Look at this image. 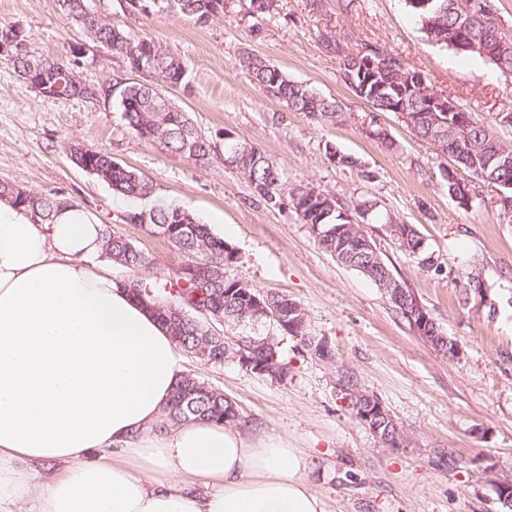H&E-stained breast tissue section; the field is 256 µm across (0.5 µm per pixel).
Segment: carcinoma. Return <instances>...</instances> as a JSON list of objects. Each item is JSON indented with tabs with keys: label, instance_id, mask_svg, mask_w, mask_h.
Segmentation results:
<instances>
[{
	"label": "carcinoma",
	"instance_id": "carcinoma-1",
	"mask_svg": "<svg viewBox=\"0 0 512 512\" xmlns=\"http://www.w3.org/2000/svg\"><path fill=\"white\" fill-rule=\"evenodd\" d=\"M131 15H160L181 17L197 23L224 13L225 0H123ZM469 0H422L417 7L404 0L405 7L421 25V30L432 43L452 50L465 58L478 57L493 64L501 73L512 75V26L500 20V14L475 16L468 10ZM60 9L71 22L81 27L88 39L97 45L112 49L123 56L129 71L143 69L151 77L169 86L184 81L185 68L181 61L165 52L154 42L138 37L124 25L104 17H87L88 0H58ZM25 42L27 34L11 22H0V43ZM330 51L340 56L339 76L354 95L366 101L376 112H406L412 117L411 130L422 140L436 144L437 150L448 156L453 164L477 177L484 169L486 156L494 150L512 154V145L501 141L491 127L474 118L463 107L451 113L448 121L459 128L451 140L435 142L431 134L429 115L435 90L426 75L407 65L399 57L373 47L362 55H344L335 37L327 41ZM389 59L384 70L371 69ZM47 71L55 72L65 82L63 92L67 98H83L91 85L77 78L74 66L80 57L74 56L72 65L43 58ZM245 66L251 80L264 93L284 104L291 112H301L312 119L338 124L346 121L342 103L335 98L320 95L310 86L291 79L280 68L258 56H248ZM123 119L134 134L163 149L204 161L214 153V143L201 134L190 117L177 107H165L167 97L151 81L112 85ZM368 137L387 150H396L394 141L384 133L375 119L366 127ZM224 156L231 166L269 206L283 204L281 174L270 157L258 147L247 154L236 151L240 138L232 131H224ZM70 160L79 169L93 168L95 176L107 183L112 191L126 199L138 201L154 196L153 185L133 169L112 159V156L84 147L70 153ZM487 184L504 193L499 198L500 208L512 209V162L490 170ZM289 203L301 223L315 230L329 231L317 240L321 249L336 260L359 270L365 249V234L359 224L343 216V208L331 210L336 204L333 196L308 187H295L288 191ZM0 199L12 203L18 210L40 224L54 218L56 211L69 205V200L57 195L28 192L20 187L0 183ZM147 214V231L161 233V239L182 251L186 260L175 269L158 268L154 260L123 234L105 225L102 240L105 256L114 264L125 268L129 275L125 281L132 286L133 297L146 298L154 306L157 317L170 329L180 349L197 361L213 367L224 365L234 357L240 345L224 337L211 334L206 318L195 309L210 310L209 316H219L231 327L248 311L252 298L282 309V321L266 320L263 332L274 336L272 345L251 349L249 355L256 363L273 365L278 375L272 381L282 383L294 375L290 361L284 357L281 343L292 337L303 345L311 356H316L322 340L309 344L308 326L293 324L294 316L288 308L300 304L286 294L264 292L240 279L229 278L225 267L234 262V249L216 236L205 224L199 223L188 211L172 205L154 204L149 209L124 211L119 220L124 224L142 223ZM339 233H334V229ZM391 233L400 247L412 255H420L422 238L411 224H393ZM207 419L217 423L240 420L238 405L224 396V392L194 374H187L178 386L171 405L167 408L164 424H176L189 419Z\"/></svg>",
	"mask_w": 512,
	"mask_h": 512
}]
</instances>
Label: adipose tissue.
<instances>
[{
  "label": "adipose tissue",
  "instance_id": "1",
  "mask_svg": "<svg viewBox=\"0 0 512 512\" xmlns=\"http://www.w3.org/2000/svg\"><path fill=\"white\" fill-rule=\"evenodd\" d=\"M100 230L0 200V512H326L306 449L235 423L161 427L182 352L96 267Z\"/></svg>",
  "mask_w": 512,
  "mask_h": 512
}]
</instances>
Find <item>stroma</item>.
I'll list each match as a JSON object with an SVG mask.
<instances>
[{
	"mask_svg": "<svg viewBox=\"0 0 512 512\" xmlns=\"http://www.w3.org/2000/svg\"><path fill=\"white\" fill-rule=\"evenodd\" d=\"M89 7L159 43L186 69L184 85L164 93L181 106L215 149L209 160L169 153L127 127L116 99L47 100L0 63V183L58 193L98 223L111 224L130 203L69 159L71 142L101 150L153 183L154 200L191 212L231 245L228 276L279 292L303 308L312 331L336 354L332 363L301 353L285 339L295 375L276 383L237 363L211 367L185 359L187 372L234 400L246 434L266 432L316 458L308 475L326 512H498L496 486L512 481V219L496 188L473 182L462 207L448 194V157L416 137L397 115L372 113L339 79L342 51L376 46L423 71L447 94L512 144V76L483 60L461 59L426 41L403 0H277L254 12L250 0H227L204 24L157 15L124 16L117 0ZM20 25L36 56L69 62L85 35L68 24L57 0H0V21ZM258 55L322 95L342 102L349 119L316 122L267 97L251 80L247 54ZM88 84L134 81L121 55L94 46L76 69ZM376 117L397 145L390 152L366 137ZM233 131L271 157L286 187L332 195L343 208L373 200L362 230L395 278L412 291L462 352L451 359L414 333L388 298L359 272L322 251L290 207H268L224 164V133ZM358 161H331L327 146ZM414 225L432 265L404 251L386 216ZM119 230L155 259L175 268L184 257L136 224ZM487 285L488 303L459 300L462 273ZM347 371L380 399L409 436L389 448L358 423L337 392Z\"/></svg>",
	"mask_w": 512,
	"mask_h": 512,
	"instance_id": "obj_1",
	"label": "stroma"
}]
</instances>
